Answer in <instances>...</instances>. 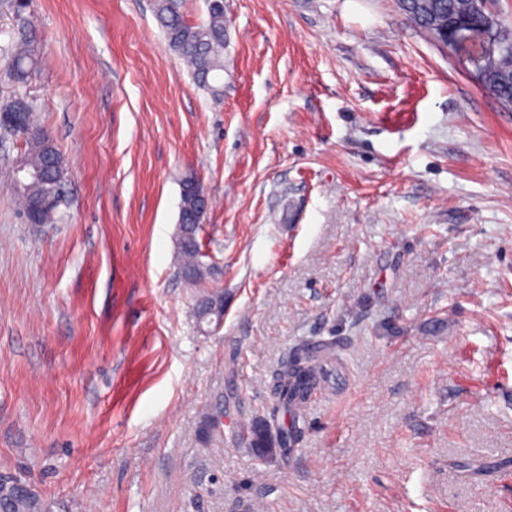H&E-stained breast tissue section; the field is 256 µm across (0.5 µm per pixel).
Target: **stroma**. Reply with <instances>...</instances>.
I'll list each match as a JSON object with an SVG mask.
<instances>
[{
	"mask_svg": "<svg viewBox=\"0 0 512 512\" xmlns=\"http://www.w3.org/2000/svg\"><path fill=\"white\" fill-rule=\"evenodd\" d=\"M30 12L19 82L0 0V100L36 105L68 203L27 223L0 150V471L51 512H512V108L466 56L396 0H224L216 99L153 0ZM315 341L301 439L256 457L273 375ZM25 1L22 6L15 4L16 21L19 33L22 35L21 46L13 59V68L19 81H23L32 74L41 62L39 38L33 29V21L25 15L28 8V1ZM190 176L195 178L193 175H187L181 183L179 216L184 225L178 230L177 261L181 277L189 284H196L204 279L207 273V268L200 260L198 241L201 224L206 214L207 198L198 194L205 196L204 189L196 180L194 185L198 193L186 185ZM184 185L186 186L182 191Z\"/></svg>",
	"mask_w": 512,
	"mask_h": 512,
	"instance_id": "obj_1",
	"label": "stroma"
}]
</instances>
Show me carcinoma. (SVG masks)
<instances>
[{"mask_svg":"<svg viewBox=\"0 0 512 512\" xmlns=\"http://www.w3.org/2000/svg\"><path fill=\"white\" fill-rule=\"evenodd\" d=\"M206 18L192 23L184 18L180 0H154L153 9L158 26L170 49L189 67L197 85L214 98L222 95L224 84V0H206ZM403 11L421 30L437 40L439 35L462 24L486 27L501 49L496 63L483 67L484 81L490 92L504 105H512V30L504 27L494 9V0H397ZM28 4L15 6V14L22 35L19 51L14 55L16 78L24 80L41 62L39 38L34 23L26 15ZM1 112L25 113V131L15 137L19 152L15 167L34 172L39 178L19 184L12 182V190L24 218L34 224H52L63 202L58 197L47 202L52 190L65 181V172L56 166L61 154L52 136L37 123L33 102L11 98L0 103ZM181 191L178 230L177 261L181 277L189 284L204 279L207 268L200 260L198 235L207 209V199L187 186ZM317 371L313 359L304 346L273 376L271 391L279 406L287 413L303 405L308 393L316 385ZM302 434V427L291 422L279 430L278 447L281 455ZM5 512H50V506L38 491L7 498Z\"/></svg>","mask_w":512,"mask_h":512,"instance_id":"carcinoma-1","label":"carcinoma"}]
</instances>
